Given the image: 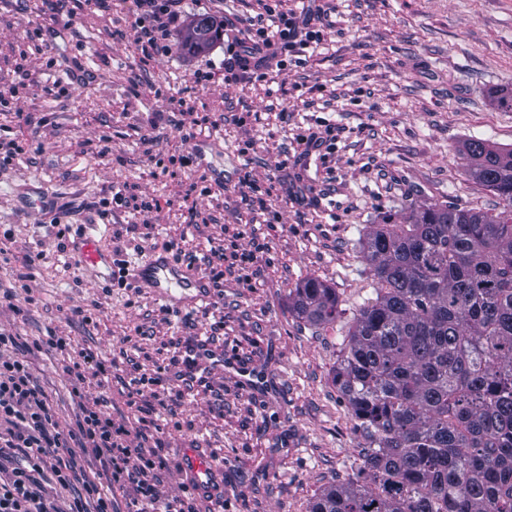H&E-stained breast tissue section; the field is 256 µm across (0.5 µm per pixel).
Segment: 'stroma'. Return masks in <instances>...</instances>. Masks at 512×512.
I'll list each match as a JSON object with an SVG mask.
<instances>
[{
    "instance_id": "1",
    "label": "stroma",
    "mask_w": 512,
    "mask_h": 512,
    "mask_svg": "<svg viewBox=\"0 0 512 512\" xmlns=\"http://www.w3.org/2000/svg\"><path fill=\"white\" fill-rule=\"evenodd\" d=\"M280 9L313 12L320 49L265 80L234 83L224 72L230 34L201 53L176 47L145 61L138 0H0V91L23 88L0 110V133L33 143L0 169L10 257L0 294L15 292L23 307L0 305V330L29 346L54 329L112 357L111 412L133 424L153 402L147 393L128 407L133 365L190 361L160 436L167 466L156 483L180 495L179 449H212L226 512H309L324 488L358 473L364 442L334 374L359 306L374 295L362 241L371 225L400 221L415 205L501 211L496 194L466 179L461 147L480 139L512 148V109L489 99L512 89V0H282ZM181 11L175 40L201 15L246 30L262 6L183 0ZM197 114L209 126L194 125ZM326 125L336 129L326 158L304 156L298 137ZM195 140L209 168L179 164ZM247 140L254 148L244 155ZM214 168L223 183H213ZM248 179L270 194H243ZM192 183L208 194L189 192ZM122 186L158 202L149 228L130 230L134 216L120 208L100 219ZM56 215L77 232L96 225L103 249L122 248L136 263L171 237L207 255L225 224L248 225L269 260L257 287L225 273L211 303L187 316L139 289L94 283L77 232L58 252ZM36 249L46 257L28 267ZM310 278L335 289V323L294 312V292ZM200 342L209 353L197 357ZM31 362L62 420H72L62 356L43 351Z\"/></svg>"
}]
</instances>
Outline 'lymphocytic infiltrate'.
Returning a JSON list of instances; mask_svg holds the SVG:
<instances>
[{
	"label": "lymphocytic infiltrate",
	"mask_w": 512,
	"mask_h": 512,
	"mask_svg": "<svg viewBox=\"0 0 512 512\" xmlns=\"http://www.w3.org/2000/svg\"><path fill=\"white\" fill-rule=\"evenodd\" d=\"M143 13L138 25L146 57L170 52V28L179 18L181 0H140ZM321 29L295 17L280 16L276 32L263 23L251 25L238 50L226 62L231 76L262 77L270 68L285 69L296 46L317 47ZM248 247H241V239ZM268 246L258 237H247L244 227L225 232L221 248L204 256L205 275L214 287L224 284L225 271L234 269L246 287H255ZM35 350L51 349L66 354L63 366L71 398L76 406L73 421L61 423L50 397L34 376L27 353L18 339L0 332V512H116L112 490L129 486L134 491L130 512H185L180 497L162 498L153 475L164 461L160 455L139 451L140 429L116 421L107 396L86 405L83 392L88 381L106 387L112 376L111 358L75 349L70 339L48 332ZM161 408L180 401L177 377L168 367L157 366L152 375L140 374L129 381L128 403L137 405L144 390ZM75 489L66 507H58L44 491L45 483Z\"/></svg>",
	"instance_id": "lymphocytic-infiltrate-1"
}]
</instances>
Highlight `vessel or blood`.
<instances>
[{
	"label": "vessel or blood",
	"mask_w": 512,
	"mask_h": 512,
	"mask_svg": "<svg viewBox=\"0 0 512 512\" xmlns=\"http://www.w3.org/2000/svg\"><path fill=\"white\" fill-rule=\"evenodd\" d=\"M79 257L95 282L110 279L113 257L99 246L94 236L83 238ZM133 283L145 293L181 311H192L206 305L213 288L211 280L203 273L167 253H153L143 260L134 270ZM181 480L207 495L224 487L222 473L211 463L204 448L187 452Z\"/></svg>",
	"instance_id": "vessel-or-blood-1"
}]
</instances>
